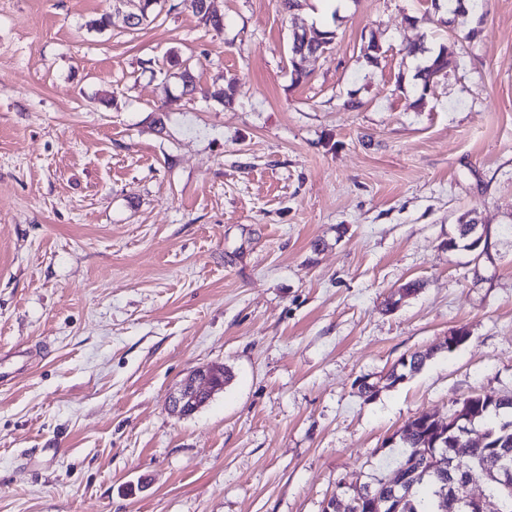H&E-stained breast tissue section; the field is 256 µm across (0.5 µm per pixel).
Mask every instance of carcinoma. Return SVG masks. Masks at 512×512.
<instances>
[{
    "instance_id": "carcinoma-1",
    "label": "carcinoma",
    "mask_w": 512,
    "mask_h": 512,
    "mask_svg": "<svg viewBox=\"0 0 512 512\" xmlns=\"http://www.w3.org/2000/svg\"><path fill=\"white\" fill-rule=\"evenodd\" d=\"M136 19L129 24L137 29L146 22L153 21L162 10V0H136ZM202 0H183L185 7L198 20L215 32L224 29V18L217 13L205 16L201 13L199 4ZM334 39L331 30H320L316 27L304 28L292 32L290 45L291 73L295 81L306 76L304 63L308 56L317 51L325 50ZM171 66L177 68V75L185 91L192 93L196 90V82L187 81L184 68L186 61L172 54ZM450 59L444 48L426 59L424 66L418 71L422 80V89H427L431 80L448 69ZM235 94V84L228 79L223 83H215L204 90V95L224 105L232 104ZM431 357V353L415 352L406 358H401L388 374L390 384L403 382L407 377L418 372ZM512 408V395L495 396L490 405L479 410L475 422L485 425V431L490 434L487 444L469 447V453L475 460V473L487 485L488 493L500 502L501 512H512V487L506 488L495 479L500 467L509 463L512 465V421L498 419L499 410ZM432 447V435L429 434L421 418L410 419L399 434V451L390 462L392 476L403 481L401 497L404 498L403 512H445L443 502L448 495L457 491L462 476L448 470V465L440 464L428 454Z\"/></svg>"
}]
</instances>
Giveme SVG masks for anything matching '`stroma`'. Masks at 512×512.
<instances>
[{"mask_svg":"<svg viewBox=\"0 0 512 512\" xmlns=\"http://www.w3.org/2000/svg\"><path fill=\"white\" fill-rule=\"evenodd\" d=\"M211 6L223 32L181 0L139 31L112 0H0V512H323L409 419L512 393V0L470 40L426 0ZM311 25L335 38L296 83ZM411 43L448 49L429 91ZM211 364L223 391L173 415ZM334 36L335 34L331 30H320L313 26L301 29L300 32H292L289 61L292 68L291 73L296 82L306 76L304 63L308 56L317 50H326ZM431 357V352H415L409 357L401 358L397 365H394L388 374L391 385L403 382L408 376L418 372ZM215 377H221L225 384L231 376L219 365L200 367L192 372L169 396L171 411L186 416L190 410L192 415L201 409L215 393L224 389V384L222 387L215 385Z\"/></svg>","mask_w":512,"mask_h":512,"instance_id":"1","label":"stroma"}]
</instances>
